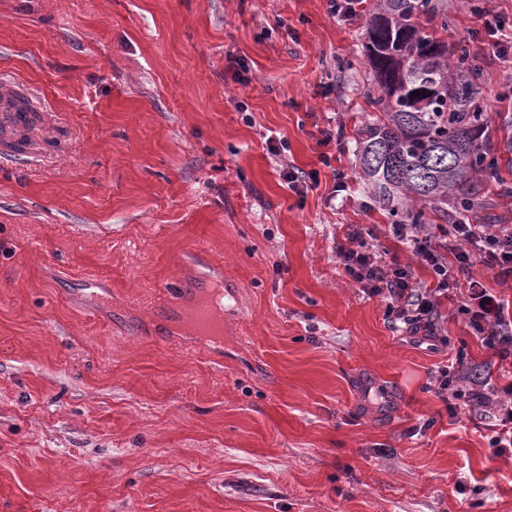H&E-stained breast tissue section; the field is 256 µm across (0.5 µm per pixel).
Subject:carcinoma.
I'll use <instances>...</instances> for the list:
<instances>
[{
  "label": "carcinoma",
  "mask_w": 512,
  "mask_h": 512,
  "mask_svg": "<svg viewBox=\"0 0 512 512\" xmlns=\"http://www.w3.org/2000/svg\"><path fill=\"white\" fill-rule=\"evenodd\" d=\"M447 34L448 0H373L365 26L375 117L358 129L359 177L407 224H429L430 213L458 224L482 204L486 181L512 173V124L491 131L480 59Z\"/></svg>",
  "instance_id": "obj_1"
}]
</instances>
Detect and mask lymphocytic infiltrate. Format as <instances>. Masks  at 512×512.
<instances>
[{
	"label": "lymphocytic infiltrate",
	"instance_id": "obj_1",
	"mask_svg": "<svg viewBox=\"0 0 512 512\" xmlns=\"http://www.w3.org/2000/svg\"><path fill=\"white\" fill-rule=\"evenodd\" d=\"M393 236L410 245L418 262L434 278L433 285L420 284L410 265L398 259L382 260L367 247L363 230L349 229L343 242L336 245V260L364 293L386 300V313L391 327L406 335L411 342L437 341L435 321L442 296L451 286L449 265L458 272L468 273L475 262H483L496 278H512V225L501 224L488 230L482 224L454 225L453 236L447 245L436 242L430 232L417 224H395ZM470 323L482 334L485 345L503 360H512V317L505 305L484 285L474 280L461 306ZM460 405L479 402L490 406L491 418L498 423L491 445L503 452L512 448V382L489 386L473 382L458 396Z\"/></svg>",
	"mask_w": 512,
	"mask_h": 512
}]
</instances>
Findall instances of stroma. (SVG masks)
Wrapping results in <instances>:
<instances>
[{"label": "stroma", "mask_w": 512, "mask_h": 512, "mask_svg": "<svg viewBox=\"0 0 512 512\" xmlns=\"http://www.w3.org/2000/svg\"><path fill=\"white\" fill-rule=\"evenodd\" d=\"M371 4L0 0V78L43 117L35 162L0 160V512H512V451L433 382L512 381L459 311L467 276L512 287L457 275L435 349L336 261L352 224L414 259L357 176ZM485 11L512 33V0H448L449 41ZM479 86L512 122V56ZM218 284L223 345L173 333Z\"/></svg>", "instance_id": "1"}]
</instances>
